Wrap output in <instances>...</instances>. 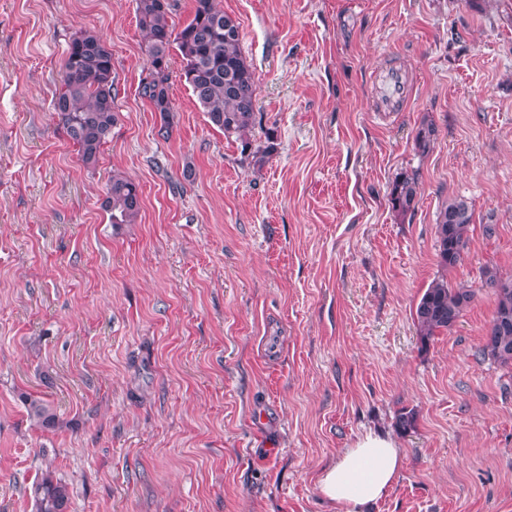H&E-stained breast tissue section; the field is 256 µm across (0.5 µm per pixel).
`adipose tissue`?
Wrapping results in <instances>:
<instances>
[{"instance_id": "1", "label": "adipose tissue", "mask_w": 512, "mask_h": 512, "mask_svg": "<svg viewBox=\"0 0 512 512\" xmlns=\"http://www.w3.org/2000/svg\"><path fill=\"white\" fill-rule=\"evenodd\" d=\"M404 451L387 435L367 432L323 468L316 484L336 512H365L396 483Z\"/></svg>"}]
</instances>
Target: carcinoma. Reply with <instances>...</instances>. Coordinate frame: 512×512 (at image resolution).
<instances>
[{"mask_svg": "<svg viewBox=\"0 0 512 512\" xmlns=\"http://www.w3.org/2000/svg\"><path fill=\"white\" fill-rule=\"evenodd\" d=\"M171 0H136L138 26L150 68L140 79L139 94L160 114L168 129L173 111L170 98L169 47L176 45L182 57V77L210 123L242 144L250 145L256 123L255 72L241 52L239 23L217 7L215 0H194L190 20L181 28L172 21ZM65 133L87 166L98 162L103 147L117 123L116 90L112 78V52L94 31L81 30L69 41L63 65L61 88L52 102ZM393 207L405 215L415 209L418 182L405 176L393 183ZM102 206L113 224H134L141 209L138 185L127 175L114 172L109 179ZM474 224L466 199L448 200L437 217V256L449 269L461 260ZM481 287L494 297L495 307L478 354L512 369V277L497 267L485 265L480 272ZM477 291L464 285L451 286L441 279L423 292L415 308V323L422 345L436 335L450 331L475 300ZM30 418L45 429L56 425V414L37 396H24ZM36 512H67L70 494L51 472L42 474L33 487Z\"/></svg>", "mask_w": 512, "mask_h": 512, "instance_id": "obj_1", "label": "carcinoma"}]
</instances>
